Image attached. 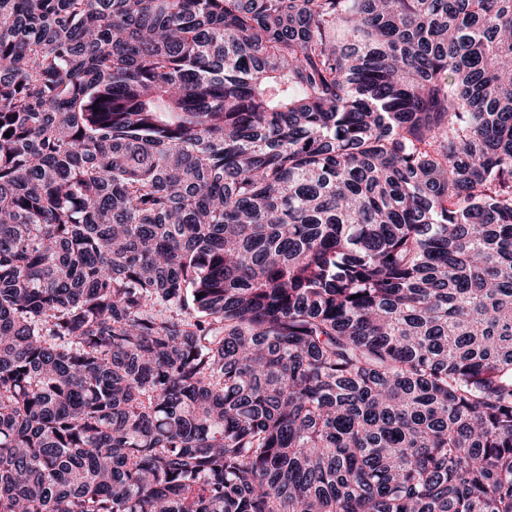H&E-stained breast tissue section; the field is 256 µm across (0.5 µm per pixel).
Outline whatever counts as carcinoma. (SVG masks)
<instances>
[{
  "mask_svg": "<svg viewBox=\"0 0 512 512\" xmlns=\"http://www.w3.org/2000/svg\"><path fill=\"white\" fill-rule=\"evenodd\" d=\"M0 512H512V0H0Z\"/></svg>",
  "mask_w": 512,
  "mask_h": 512,
  "instance_id": "1",
  "label": "carcinoma"
}]
</instances>
